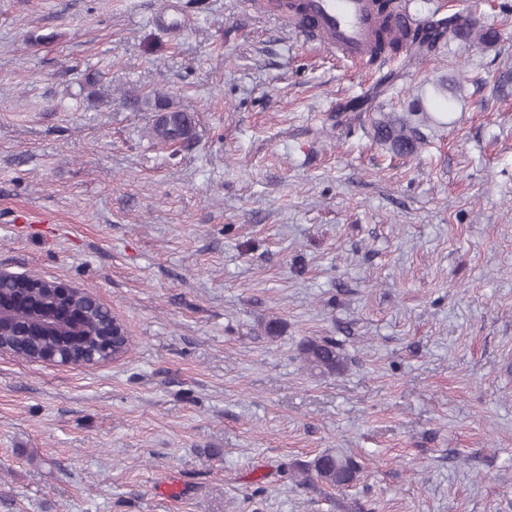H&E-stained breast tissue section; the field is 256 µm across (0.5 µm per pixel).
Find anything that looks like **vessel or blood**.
I'll use <instances>...</instances> for the list:
<instances>
[{"label": "vessel or blood", "instance_id": "vessel-or-blood-1", "mask_svg": "<svg viewBox=\"0 0 512 512\" xmlns=\"http://www.w3.org/2000/svg\"><path fill=\"white\" fill-rule=\"evenodd\" d=\"M254 9L278 13L302 34L343 57L370 63L379 16L375 0H252Z\"/></svg>", "mask_w": 512, "mask_h": 512}]
</instances>
